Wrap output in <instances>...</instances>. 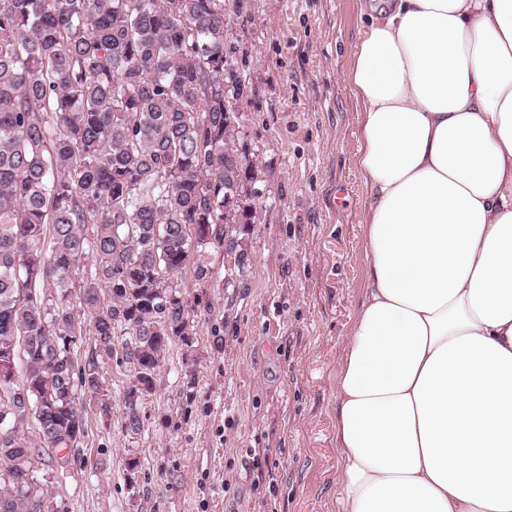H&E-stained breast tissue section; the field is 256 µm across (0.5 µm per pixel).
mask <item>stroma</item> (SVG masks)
Listing matches in <instances>:
<instances>
[{
	"label": "stroma",
	"mask_w": 512,
	"mask_h": 512,
	"mask_svg": "<svg viewBox=\"0 0 512 512\" xmlns=\"http://www.w3.org/2000/svg\"><path fill=\"white\" fill-rule=\"evenodd\" d=\"M361 3L224 0V49L245 80L239 142L257 169L250 262L230 288L219 250L212 282L179 276L194 331L169 345L138 434L123 428L129 367L101 360L110 415L83 400L69 467L36 473L62 512H338L336 371L366 278L369 187L345 81Z\"/></svg>",
	"instance_id": "1"
}]
</instances>
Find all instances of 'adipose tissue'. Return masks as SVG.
I'll return each instance as SVG.
<instances>
[{"mask_svg":"<svg viewBox=\"0 0 512 512\" xmlns=\"http://www.w3.org/2000/svg\"><path fill=\"white\" fill-rule=\"evenodd\" d=\"M342 512H512V0H364Z\"/></svg>","mask_w":512,"mask_h":512,"instance_id":"adipose-tissue-1","label":"adipose tissue"}]
</instances>
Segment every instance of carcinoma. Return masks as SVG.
Listing matches in <instances>:
<instances>
[{
  "mask_svg": "<svg viewBox=\"0 0 512 512\" xmlns=\"http://www.w3.org/2000/svg\"><path fill=\"white\" fill-rule=\"evenodd\" d=\"M226 27L224 0H0V415L19 416L0 426V512H33L3 470L77 448L83 397L110 412L99 358L146 385L122 399L124 430H141L167 346L194 322L175 278L209 281L211 248L242 255L237 276L249 265L255 209L224 222L256 181L224 97L226 81L243 90L224 75Z\"/></svg>",
  "mask_w": 512,
  "mask_h": 512,
  "instance_id": "carcinoma-1",
  "label": "carcinoma"
}]
</instances>
